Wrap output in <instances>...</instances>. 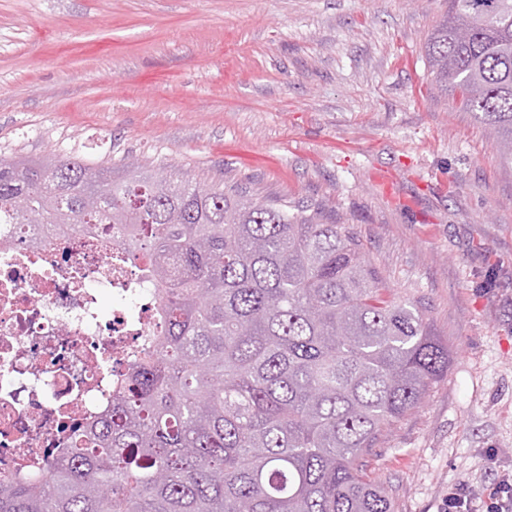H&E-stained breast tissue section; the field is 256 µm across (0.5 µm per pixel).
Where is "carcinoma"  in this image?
<instances>
[{"instance_id":"carcinoma-1","label":"carcinoma","mask_w":512,"mask_h":512,"mask_svg":"<svg viewBox=\"0 0 512 512\" xmlns=\"http://www.w3.org/2000/svg\"><path fill=\"white\" fill-rule=\"evenodd\" d=\"M432 73L512 165V0H448ZM0 160V225L112 224L150 261L167 328L112 410L0 512H393L368 459L448 373L347 224L169 171Z\"/></svg>"}]
</instances>
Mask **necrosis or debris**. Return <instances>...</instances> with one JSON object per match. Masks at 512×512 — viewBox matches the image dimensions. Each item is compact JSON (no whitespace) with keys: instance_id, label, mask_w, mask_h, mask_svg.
Wrapping results in <instances>:
<instances>
[{"instance_id":"necrosis-or-debris-1","label":"necrosis or debris","mask_w":512,"mask_h":512,"mask_svg":"<svg viewBox=\"0 0 512 512\" xmlns=\"http://www.w3.org/2000/svg\"><path fill=\"white\" fill-rule=\"evenodd\" d=\"M109 224L0 226V476L61 458L162 331L161 296Z\"/></svg>"}]
</instances>
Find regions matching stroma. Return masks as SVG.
<instances>
[{"label": "stroma", "mask_w": 512, "mask_h": 512, "mask_svg": "<svg viewBox=\"0 0 512 512\" xmlns=\"http://www.w3.org/2000/svg\"><path fill=\"white\" fill-rule=\"evenodd\" d=\"M446 0H0V159L134 161L353 228L448 373L370 472L394 512L512 473V168L425 42Z\"/></svg>", "instance_id": "obj_1"}]
</instances>
